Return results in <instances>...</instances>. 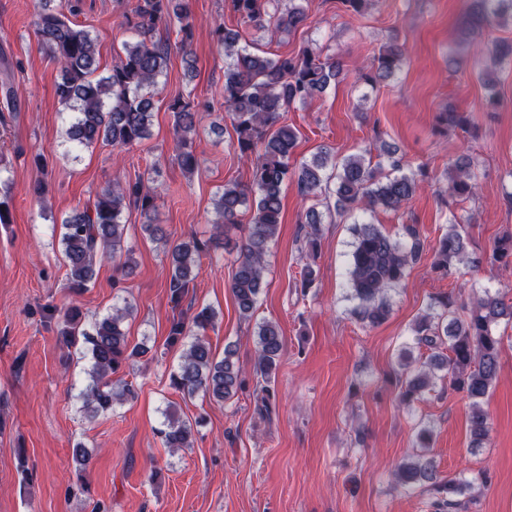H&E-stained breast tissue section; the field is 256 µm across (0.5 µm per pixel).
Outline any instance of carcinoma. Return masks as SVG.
Here are the masks:
<instances>
[{"instance_id":"obj_1","label":"carcinoma","mask_w":512,"mask_h":512,"mask_svg":"<svg viewBox=\"0 0 512 512\" xmlns=\"http://www.w3.org/2000/svg\"><path fill=\"white\" fill-rule=\"evenodd\" d=\"M240 20L273 35L290 32L306 23L304 8L296 4L286 11L271 8L277 0H228ZM127 27L139 40L124 45L122 54L105 75H97L99 52L90 32L68 19L75 13L72 0H35V35L49 51L61 73L55 94L59 102L73 112L66 131L76 147L97 144L129 148L150 135L154 110V89L167 67L168 45L152 40L160 29L178 24L177 45L185 51L187 68L194 69L187 52L193 38L194 22L184 0H121ZM512 20V0H471L469 12L459 27L458 42L469 45L476 33ZM217 43L224 48V110L232 121L236 135L235 149L251 168V187L236 183L224 185L216 201L219 219L214 232L205 241L190 236L169 246L166 255L170 266L171 298L181 301L194 281V269L201 256L224 247L227 229L239 224L241 209L254 197L253 215L237 245L239 256L230 291L244 319L254 313L263 287L265 259L271 243L279 234L282 210L281 188L285 181L296 182L300 194L319 197L326 181L325 169L330 156L319 151L311 162L290 168L288 160L296 147L295 129L280 122L282 114L297 102H306L322 93L340 74L336 59L322 56V51L306 46L298 53L267 57L241 43L238 31L219 25L214 29ZM404 59V48L395 41L382 47L374 57L371 70L360 79L372 86L391 77ZM174 114V136L177 160L189 173L198 167L193 150V135L199 121L195 102L178 96L170 101ZM447 128L466 129L469 116L448 109L438 116ZM389 170L375 167L359 154L343 159L335 174L332 196L340 213L366 211L375 207L398 211L406 207L418 188L414 174L403 172L401 158L380 146ZM450 191L461 198L474 195L476 182L470 158L461 155L448 170ZM158 198L156 188L142 183L113 179L102 187L95 199L75 210L62 223L61 246L67 267V288L79 294L94 279L97 265L108 260L128 276L134 270L132 251L124 249L125 225L121 215L127 208L140 211L145 222L142 230L151 240L165 237L161 225L153 223ZM305 242L311 255H316L320 237V213L313 204L305 212ZM403 238L393 239L375 224H356L354 250L348 269V285L356 300L352 313L363 324L375 327L390 314L387 290L401 282L407 269L425 257L424 241L414 224L403 225ZM466 228L451 224L433 254L432 268L442 277H452L458 264L467 260ZM492 260L504 268L512 267V234L501 237L492 251ZM127 310L115 307L112 313L87 330L81 323L82 313L71 305L62 314L63 343L82 344L91 356L88 371L90 383L82 392L84 408L93 416L112 410L114 405L133 395L132 389L112 382V376L137 358L148 354L145 345H132L124 328ZM216 312L209 306L191 316L173 321L169 342H188L181 355L172 385L189 396L201 393L215 402H224L244 388L242 370L235 360L236 350L228 345L224 357L216 359L206 331L213 326ZM512 323V301L499 294L484 291L476 304L467 308L458 304L453 293L432 298L427 311L413 327V340L428 352L424 361L401 356V403L409 406L419 396L433 389L436 380L448 382V389L463 392L472 402L469 417L470 446L483 447L488 435L487 416L480 401L497 378L502 337L495 335V325ZM255 373L261 378L254 393L259 407L270 406L269 382L284 351L280 327L265 321L256 332ZM167 448L191 447L193 427L177 412L168 409L163 428L159 430ZM432 430L421 426L415 436V447L422 452L399 464L395 470L398 485L406 490L427 488L434 492L432 506L437 512H465L474 498L471 491L487 483L484 474L470 479H448L437 470L426 451L430 448Z\"/></svg>"}]
</instances>
